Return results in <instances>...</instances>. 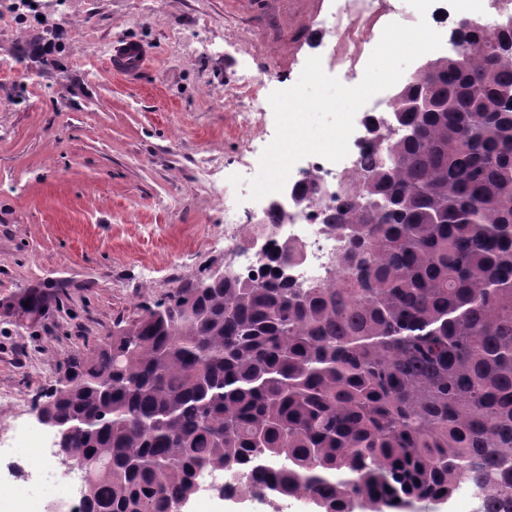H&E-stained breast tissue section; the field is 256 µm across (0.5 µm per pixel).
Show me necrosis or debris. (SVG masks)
<instances>
[{"instance_id":"1","label":"necrosis or debris","mask_w":512,"mask_h":512,"mask_svg":"<svg viewBox=\"0 0 512 512\" xmlns=\"http://www.w3.org/2000/svg\"><path fill=\"white\" fill-rule=\"evenodd\" d=\"M392 11L389 0H344L333 24L320 32L325 48L322 62L344 65L352 71L364 70ZM350 141L352 146L345 161L334 163L312 155L306 165L293 166L287 179L290 186L304 188L316 183L325 187L327 194L289 207L283 223L256 224L250 233H243L237 221V201L225 199L224 250L233 256L237 274L263 279L268 259L261 255V248L272 249L288 243L300 252L298 260L288 269V276L295 284L308 287L336 277L337 257L345 241L327 226L326 218L330 210L355 195V167L360 159L372 153L368 137L355 133Z\"/></svg>"}]
</instances>
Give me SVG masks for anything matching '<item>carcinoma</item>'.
Returning a JSON list of instances; mask_svg holds the SVG:
<instances>
[{"label":"carcinoma","mask_w":512,"mask_h":512,"mask_svg":"<svg viewBox=\"0 0 512 512\" xmlns=\"http://www.w3.org/2000/svg\"><path fill=\"white\" fill-rule=\"evenodd\" d=\"M459 32L394 95L398 133L367 119L358 192L327 219L337 279L296 287L280 246L267 281L184 284L68 360L40 413L74 429L78 512H173L207 469L226 496L318 512H404L463 481L512 512V17Z\"/></svg>","instance_id":"carcinoma-1"}]
</instances>
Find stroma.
I'll return each mask as SVG.
<instances>
[{
    "instance_id": "obj_1",
    "label": "stroma",
    "mask_w": 512,
    "mask_h": 512,
    "mask_svg": "<svg viewBox=\"0 0 512 512\" xmlns=\"http://www.w3.org/2000/svg\"><path fill=\"white\" fill-rule=\"evenodd\" d=\"M0 0V435L38 428L35 411L68 359L95 350L224 262V197L246 199L242 161L273 141L233 121L244 75L259 92L297 82L338 0ZM149 49L140 71L113 70L114 47ZM208 157L200 181L194 163ZM243 176L233 186L231 175ZM50 298L37 323L9 305ZM25 396L30 413L12 404Z\"/></svg>"
}]
</instances>
